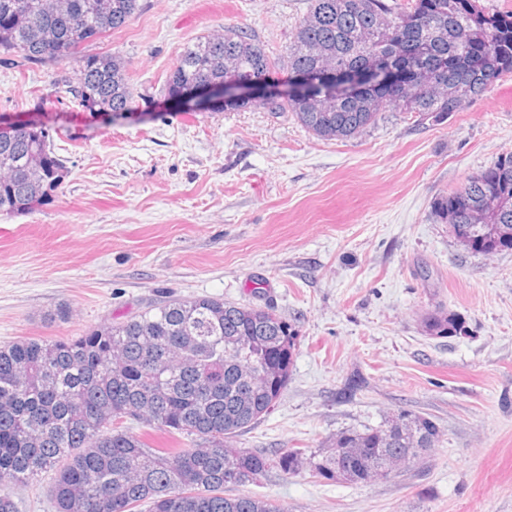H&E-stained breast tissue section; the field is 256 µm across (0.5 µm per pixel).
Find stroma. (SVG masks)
I'll return each instance as SVG.
<instances>
[{"mask_svg":"<svg viewBox=\"0 0 512 512\" xmlns=\"http://www.w3.org/2000/svg\"><path fill=\"white\" fill-rule=\"evenodd\" d=\"M140 2L92 46L126 61L130 116L54 99L66 65L0 60V121L46 126L68 168L35 211L0 214V345L79 336L173 298L267 304L300 343L277 407L238 447L325 448L403 410L439 441L387 480L273 472L241 494L285 512H512V250H467L432 211L512 152V74L448 117L387 109L324 140L289 112L182 110L161 92L181 48L226 24L284 54L308 0ZM438 309L467 334L424 335ZM355 375L365 387L338 399Z\"/></svg>","mask_w":512,"mask_h":512,"instance_id":"35a3bbf8","label":"stroma"}]
</instances>
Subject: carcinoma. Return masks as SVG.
<instances>
[{
  "label": "carcinoma",
  "instance_id": "carcinoma-1",
  "mask_svg": "<svg viewBox=\"0 0 512 512\" xmlns=\"http://www.w3.org/2000/svg\"><path fill=\"white\" fill-rule=\"evenodd\" d=\"M139 0H0V52L23 64L70 66L59 92L80 109L132 110L126 64L88 47L124 28ZM290 75L283 101L261 78ZM247 82L218 112L257 104L295 114L324 139H348L375 125L385 106L420 120L459 112L512 73V11L478 0H310L286 53L270 55L244 27L198 37L181 48L164 90L181 103L224 72ZM49 130L0 140V213H27L65 180ZM435 216L474 236L485 255L512 250V153L433 203ZM464 319L438 310L427 336H456ZM299 334L270 309L212 297L170 300L82 336L25 338L0 345V512H17L11 489L53 470L55 512H285L226 489L269 473L367 483L439 441L416 416L347 429L327 448L263 453L233 439L275 408L290 378ZM136 420L180 444L156 448L129 430Z\"/></svg>",
  "mask_w": 512,
  "mask_h": 512
}]
</instances>
